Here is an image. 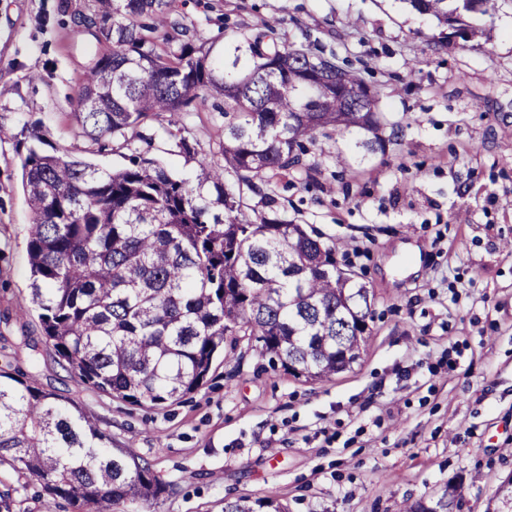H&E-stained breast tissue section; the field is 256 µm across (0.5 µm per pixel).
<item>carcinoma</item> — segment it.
Returning <instances> with one entry per match:
<instances>
[{"mask_svg": "<svg viewBox=\"0 0 512 512\" xmlns=\"http://www.w3.org/2000/svg\"><path fill=\"white\" fill-rule=\"evenodd\" d=\"M512 0H403L471 41L479 17ZM87 32L106 49L84 73L76 120L91 141L163 118L193 102H222L224 138L213 160L182 135L195 181L138 156L107 171L41 148L20 131L32 303L59 365L99 392L157 408L203 386L224 343L255 340L288 373L319 382L355 362L370 336L372 297L342 278L336 246L283 217L273 190L263 210L243 202L270 174L305 167L317 135L354 132L385 151L378 93L362 72L306 41L285 46L273 27L241 30L213 55L175 0H95ZM165 28L163 47L155 33ZM233 173L235 182L224 174ZM36 479L78 512H112L163 492L153 464L112 446L85 411L33 379L0 370V465ZM457 490L407 512H450ZM224 512H288L270 499L224 501Z\"/></svg>", "mask_w": 512, "mask_h": 512, "instance_id": "carcinoma-1", "label": "carcinoma"}]
</instances>
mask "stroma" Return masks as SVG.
Instances as JSON below:
<instances>
[{
  "label": "stroma",
  "mask_w": 512,
  "mask_h": 512,
  "mask_svg": "<svg viewBox=\"0 0 512 512\" xmlns=\"http://www.w3.org/2000/svg\"><path fill=\"white\" fill-rule=\"evenodd\" d=\"M93 0H0V369L33 378L96 417L117 446L150 458L166 485L150 512H223L240 496L289 512H403L460 493L459 512H495L512 479V8L490 11L466 45H434L403 0H177L207 39L274 26L317 39L380 95L393 140L318 136L306 169L272 178L287 219L335 246L373 294L371 335L351 370L307 383L240 341L207 383L145 410L57 364L31 304L18 144L38 125L54 152L99 168L144 154L195 177L162 122L93 142L74 112L97 49L76 35ZM218 151L214 103L181 115ZM0 512H73L0 466Z\"/></svg>",
  "instance_id": "obj_1"
}]
</instances>
